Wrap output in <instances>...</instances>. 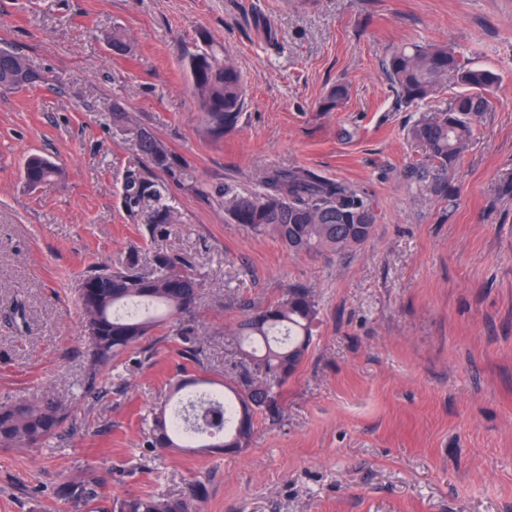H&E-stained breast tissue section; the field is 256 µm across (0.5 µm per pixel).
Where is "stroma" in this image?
I'll return each mask as SVG.
<instances>
[{
    "label": "stroma",
    "mask_w": 512,
    "mask_h": 512,
    "mask_svg": "<svg viewBox=\"0 0 512 512\" xmlns=\"http://www.w3.org/2000/svg\"><path fill=\"white\" fill-rule=\"evenodd\" d=\"M124 29L131 50L112 52ZM434 43L500 78L493 108L433 192L413 110L385 72L391 52ZM38 73L0 94V402L51 390L73 413L47 447H0V512H70L63 483L86 468L104 498L207 488L202 512H512V0H0V47ZM216 48L247 82L235 131H203L185 56ZM348 95L320 104L336 85ZM127 113L195 181L148 167ZM38 153L65 171L27 186ZM299 168L359 193L376 216L356 250L295 255L234 223L224 187ZM161 193L174 223L148 229L156 202L125 204L128 172ZM199 274L195 359L156 330L103 368L86 395L75 286L92 268L140 270L155 252ZM318 301L311 346L284 386L280 418L257 420L236 453L149 445L171 383L236 379L227 331L238 305L288 288Z\"/></svg>",
    "instance_id": "35a3bbf8"
}]
</instances>
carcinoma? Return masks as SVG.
<instances>
[{"mask_svg":"<svg viewBox=\"0 0 512 512\" xmlns=\"http://www.w3.org/2000/svg\"><path fill=\"white\" fill-rule=\"evenodd\" d=\"M206 132L214 139L235 130L245 104V80L234 62L215 52L194 53L184 61ZM385 70L400 104L416 107L442 88L448 73L464 88L446 112H434L413 125L410 137L426 148V160L438 173L433 191L448 194L444 173L468 146L483 115L493 105L499 77L481 66L464 64L456 51L436 44L413 45L391 53ZM38 74L21 54L0 47V91L15 92L35 84ZM146 162L178 180L193 174L178 165L164 144L144 128L134 130ZM62 169L38 155L27 157L23 179L29 186L58 181ZM129 199L139 202L156 195L154 184L140 174L126 178ZM224 211L230 219L251 231L272 237L297 255H342L364 244L371 236L376 215L348 186L322 179L301 169H269L258 188L239 192L224 187ZM132 255L117 268L90 270L77 284L89 367L85 385L97 388L101 367L135 347L167 323L196 309L200 282L184 270L176 255L158 253L151 273L140 272ZM241 318L230 330L236 338L246 370L221 392L223 401L196 414L203 429L198 437L186 436L175 424L174 414L162 409L154 414L153 445L163 452L171 448H219L239 451L250 443L254 418L275 421L280 413L283 387L301 364L311 342L318 315L315 296L305 288H290L265 305L240 304ZM181 352L196 358L200 332L189 326L173 331ZM70 411L46 390L36 402L0 404V447L42 448L66 427ZM102 478L90 469L61 493L76 509L100 497ZM207 494L201 481H193L178 497L143 494L116 499L103 512H198Z\"/></svg>","mask_w":512,"mask_h":512,"instance_id":"1","label":"carcinoma"}]
</instances>
